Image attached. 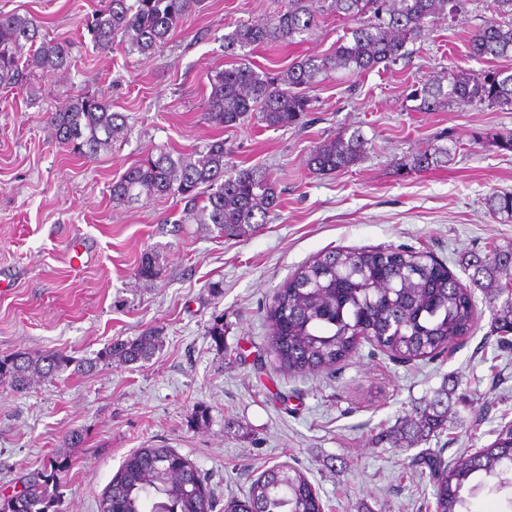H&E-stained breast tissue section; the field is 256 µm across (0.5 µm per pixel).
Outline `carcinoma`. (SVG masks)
I'll return each mask as SVG.
<instances>
[{"label": "carcinoma", "mask_w": 512, "mask_h": 512, "mask_svg": "<svg viewBox=\"0 0 512 512\" xmlns=\"http://www.w3.org/2000/svg\"><path fill=\"white\" fill-rule=\"evenodd\" d=\"M196 0H105L87 17L93 47L112 49L119 42L131 51H161L181 26ZM468 0H281L267 18L241 23L224 35V52L238 56L251 46L293 42L310 33L327 15L356 22L351 38L336 42L326 55L303 57L274 75L255 70L245 58L207 75L210 93L202 120L233 128L248 116L266 128L303 127L316 98L318 83L339 70L358 75L395 65L407 45L426 35L438 20L454 21ZM492 17L468 36L467 56L512 57V0H489ZM67 42L42 34V21L31 15L0 17V89L27 87L41 74L69 67ZM419 112L449 106L512 110V70L492 68L475 73L460 66L447 79L426 80L409 94ZM47 124L58 147L93 159L124 136L126 118L114 112L103 94L79 92L50 112ZM366 150L360 135L338 133L309 156L315 172H336L357 165ZM224 140L213 139L177 156L166 150L129 166L112 181V201L131 205L143 199L172 197L181 206L175 232L197 224L213 238H241L266 223L280 205L275 184L258 168H230ZM452 160V150H425L402 167L426 171ZM491 214L512 222V192L488 196ZM164 254L145 250L135 276L152 283L160 277ZM463 265L473 270L472 286L460 282L441 261L419 251L393 248L334 249L301 265L278 289L267 310V343L278 372L302 376L329 372L364 343L404 362L436 357L459 346L477 324L474 289L491 315L493 331L512 334V243ZM161 346L159 333L109 343L93 360L61 350L38 354L16 352L0 358V385L23 393L36 377L73 374L99 364L129 366L150 359ZM456 388L448 384L422 398L378 437L393 448H414L448 429ZM414 462L428 470L435 512H469L477 488L512 489V425L495 431V439L475 452L459 455L452 465L430 452ZM70 466L65 455L24 478V489L0 504V512H48L49 487ZM100 512H215L208 479L187 457L171 448H140L130 454L112 479ZM224 512H324L321 497L305 474L274 465L254 479L242 499L224 502Z\"/></svg>", "instance_id": "obj_1"}]
</instances>
